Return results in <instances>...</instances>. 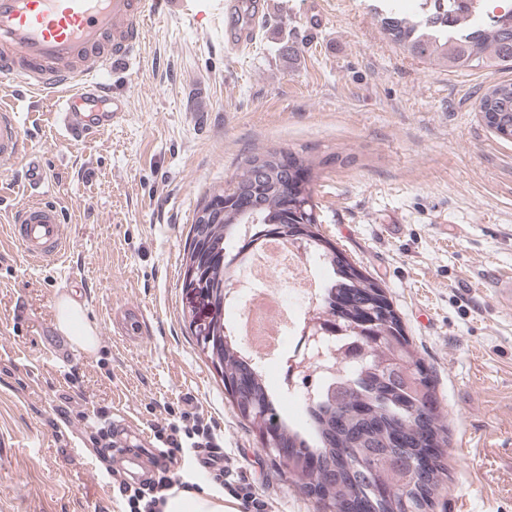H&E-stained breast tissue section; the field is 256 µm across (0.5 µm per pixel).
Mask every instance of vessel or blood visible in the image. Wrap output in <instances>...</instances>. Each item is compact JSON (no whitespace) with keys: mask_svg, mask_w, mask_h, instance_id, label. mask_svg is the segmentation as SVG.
<instances>
[{"mask_svg":"<svg viewBox=\"0 0 512 512\" xmlns=\"http://www.w3.org/2000/svg\"><path fill=\"white\" fill-rule=\"evenodd\" d=\"M177 0H0V77L47 92L69 136L112 126L128 108L104 74L140 60L146 18ZM21 127L0 113V160L20 158ZM11 235L25 255L58 258L67 241L56 207L31 199L16 209Z\"/></svg>","mask_w":512,"mask_h":512,"instance_id":"b4317fda","label":"vessel or blood"}]
</instances>
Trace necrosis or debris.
<instances>
[{
    "label": "necrosis or debris",
    "mask_w": 512,
    "mask_h": 512,
    "mask_svg": "<svg viewBox=\"0 0 512 512\" xmlns=\"http://www.w3.org/2000/svg\"><path fill=\"white\" fill-rule=\"evenodd\" d=\"M320 262L281 237L267 238L238 267L247 293L244 301H225L236 335H244L255 306H262L271 338L252 350L270 358H281L291 336L297 335L321 291Z\"/></svg>",
    "instance_id": "obj_1"
}]
</instances>
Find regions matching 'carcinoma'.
Masks as SVG:
<instances>
[{
    "label": "carcinoma",
    "instance_id": "1",
    "mask_svg": "<svg viewBox=\"0 0 512 512\" xmlns=\"http://www.w3.org/2000/svg\"><path fill=\"white\" fill-rule=\"evenodd\" d=\"M451 12L448 0H423L413 13L385 7L380 23L394 43L419 58L443 60L455 68L512 65V11L479 26L458 23ZM477 109L500 139H512L511 81L493 86L479 99ZM338 160L328 156L315 161L286 149L249 156L218 194L229 203L238 191L248 190L258 209L240 218L230 210L212 229L214 240L222 243L224 266L212 274L210 282L229 279L240 258L269 236L299 240L305 252L320 259L326 269L322 299L312 320L328 328L330 336L364 345L365 355L353 373L337 380L332 390L308 399L307 433L283 419L276 395L261 371L232 339L224 344L222 378L228 383L247 367L254 371L249 391L233 395L231 400L238 408L247 404L261 409L260 417L243 416L259 433L269 420H279L281 442L295 449L286 463L288 473L306 495L316 499L322 512H344L359 491L373 503L374 512H392V506L403 499L413 512H433L437 492L448 478V465L441 456L434 457L429 468L413 474L393 461L396 455H416L420 448L448 447L447 427L438 411L431 375L405 336L381 283L356 267L319 230L322 220L314 201L318 169ZM259 163L266 168L262 181L256 178ZM367 336L383 340L371 344L365 340ZM404 429L419 438L412 448L394 445V434ZM312 456L325 460L326 467L308 470ZM364 467L370 469L369 482L361 487L355 472Z\"/></svg>",
    "mask_w": 512,
    "mask_h": 512
}]
</instances>
